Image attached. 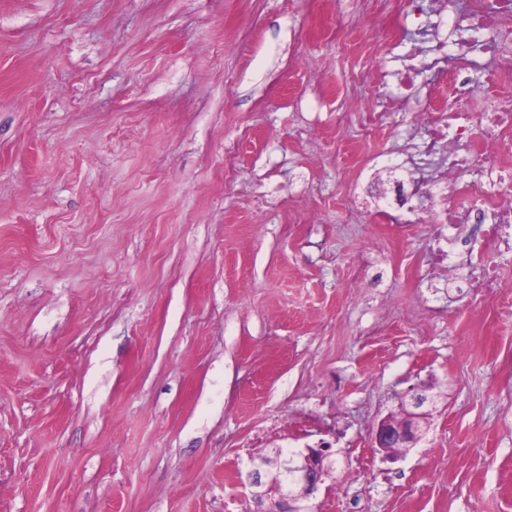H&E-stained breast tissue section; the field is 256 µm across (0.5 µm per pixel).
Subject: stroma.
Instances as JSON below:
<instances>
[{"instance_id": "stroma-1", "label": "stroma", "mask_w": 512, "mask_h": 512, "mask_svg": "<svg viewBox=\"0 0 512 512\" xmlns=\"http://www.w3.org/2000/svg\"><path fill=\"white\" fill-rule=\"evenodd\" d=\"M426 10L0 0V512H255L278 448L312 512H512V310L394 218L419 118L368 122ZM408 413V418L394 423L390 417L383 419L374 433V443L384 457L390 459L388 453L391 448L412 447L418 440V427L413 421L415 416ZM307 453L290 451L280 459L276 467H271L263 460H252V469L248 474L249 486L265 488L254 492V499L262 506V499L277 496L275 508L258 509L255 512H307L301 503L307 500L318 488L325 471L327 456L319 450L309 448ZM301 459L298 463L297 460ZM295 462V464H294Z\"/></svg>"}]
</instances>
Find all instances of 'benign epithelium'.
<instances>
[{"instance_id": "obj_1", "label": "benign epithelium", "mask_w": 512, "mask_h": 512, "mask_svg": "<svg viewBox=\"0 0 512 512\" xmlns=\"http://www.w3.org/2000/svg\"><path fill=\"white\" fill-rule=\"evenodd\" d=\"M418 440V427L413 414L395 423L391 418L383 419L374 433V443L379 451L387 454L393 448L413 446ZM326 455L309 448L307 452L291 451L271 467L262 460L252 462L248 474L249 486L257 489L254 499L257 504L276 495L275 507L259 509L257 512H307L302 502L318 488L325 471Z\"/></svg>"}]
</instances>
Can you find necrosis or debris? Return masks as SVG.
Returning <instances> with one entry per match:
<instances>
[{"instance_id":"1","label":"necrosis or debris","mask_w":512,"mask_h":512,"mask_svg":"<svg viewBox=\"0 0 512 512\" xmlns=\"http://www.w3.org/2000/svg\"><path fill=\"white\" fill-rule=\"evenodd\" d=\"M431 12L447 15L453 31L483 30V41H437L428 46L424 64L437 68L443 51H450L449 87L456 103L466 106L482 95L481 109L446 112L434 95L422 99L427 117L426 143L448 151V167L441 196L416 198L410 209L423 224L448 227L447 246L435 257L436 265L455 270L459 250L473 253L479 275L461 280L458 292L475 298L497 296L506 267L494 252L512 245V0H470L460 11L455 0H432ZM484 69L483 92H476L471 74ZM479 171L481 182L465 180Z\"/></svg>"}]
</instances>
